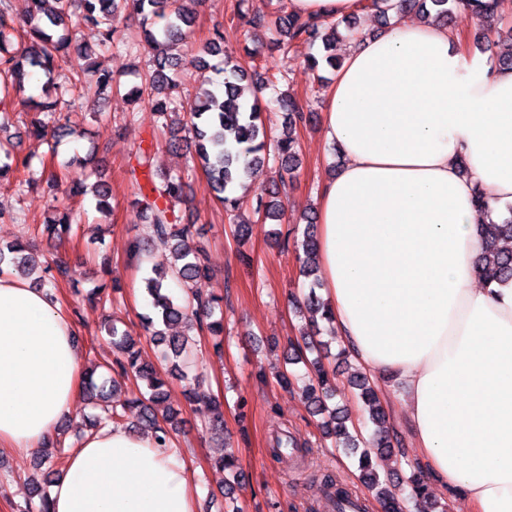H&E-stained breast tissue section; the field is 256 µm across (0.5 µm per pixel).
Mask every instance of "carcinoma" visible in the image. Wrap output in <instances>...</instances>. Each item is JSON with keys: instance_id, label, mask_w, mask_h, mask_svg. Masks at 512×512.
<instances>
[{"instance_id": "cac0c4a2", "label": "carcinoma", "mask_w": 512, "mask_h": 512, "mask_svg": "<svg viewBox=\"0 0 512 512\" xmlns=\"http://www.w3.org/2000/svg\"><path fill=\"white\" fill-rule=\"evenodd\" d=\"M34 10L29 18L20 23L13 15L8 0H0V103L10 97L11 91H25V81L29 72L39 70L45 77L42 93L45 100L27 98V103L37 112H57L67 104V97L74 94L82 77L97 76L98 88L118 86L110 73L100 68L98 52L78 43L68 12L69 0H33ZM246 0H239V19L248 27L256 30L268 27L266 17L261 14H249L243 10ZM202 0H80L81 19L98 29L100 36L98 47L111 46L121 40L120 21L127 10H133L141 17L144 47L152 53V68L139 75L140 84L130 90V96L150 107L158 116L170 121V126H181L192 135L195 155L192 162L200 165L207 186L212 190L229 219H236L241 204L238 190L244 182L262 166L267 156L274 155L288 174H293L298 165L297 141L293 134L280 138L274 144L268 143L265 126V112L258 92L274 85L275 75L258 69L247 70L238 64L224 63L223 81L209 90L204 89L191 100L181 103L174 96L180 85L178 68L181 59L169 55L168 49L187 39V27L195 17L197 7ZM467 7L479 20H497L507 27L508 39L512 41V6L506 0H400V7L415 10L421 18L449 24L452 13L460 6ZM277 37L271 41L270 51L282 56L297 44L312 43L321 40L325 55H310L306 59L310 70H319L320 62L332 70L339 60L331 54L336 42L350 39L358 33L357 17L341 18L330 21L326 26L320 22L300 15L289 13L278 15L273 21ZM224 31L214 29V37L199 47L198 53L220 55L223 53ZM65 63L72 70L73 79L68 84L55 81L54 74L59 63ZM279 108L288 115V124L298 126L310 120L299 105L296 97L282 92L277 97ZM0 153L8 162L0 165V178L15 174L23 169L31 171V159L15 158L8 146L0 142ZM151 184L152 200L145 204L149 212L150 234L148 238H136L131 242V256L138 258L149 243L166 246L172 261L164 274L146 279V291L151 298V312L142 319V326L152 331L153 340L163 346L162 360L179 358L186 352V335H168L163 332L172 325L195 321L199 329L207 330L213 336L224 333V318H215L222 310L223 298L210 295H188L190 284L206 276L208 267L201 262V249L194 246L195 236L199 234L196 225L183 223L176 215V205L183 201L184 182L180 175L169 174L157 182L153 174H148ZM47 183L55 189L58 182L50 175L43 179L32 175L16 179L19 192H29ZM91 195L96 208L101 212H110L109 189L102 180L87 186L86 179L79 176L72 180L65 191L66 197ZM280 190L271 191L270 200L257 202L255 213L262 222L280 217L283 205L279 199ZM507 214L489 218L481 225L480 244L490 260L482 267L483 280L489 284L505 287L512 284V249L506 250L500 243L512 242V205L506 206ZM306 228L302 240L296 241L299 250L297 259L300 273L306 278L316 274L317 243L311 224L315 217H303ZM11 254L10 267L30 274L38 267V262L28 247L16 243L7 247ZM181 285L187 296L180 299L170 290V282ZM317 282L311 287L304 299L297 302L299 309L305 310L312 323L317 318L329 320V309L322 298L316 295ZM113 349L118 357L115 365H107V371L117 370L123 379H133L144 388L142 397L126 401L114 400L115 390L105 392L104 386L96 385L94 375L97 367H87V398L93 408L99 410L94 415L92 426L118 424L126 413L138 410V428L151 432L160 447L171 442V434L178 429L177 414L169 410L158 413V406L167 398V382L159 370L152 364L142 361L140 349L128 330H121L117 324L105 328ZM311 378L301 386L302 395L313 406L314 412L325 416L322 422L323 432L334 439L333 445L353 450L361 449L358 457L359 480L371 492L373 500L383 512H401L399 494L400 482L391 478H381L374 458L386 455L394 448L393 441L386 430L387 414L374 387L368 378L356 373L351 375V387L359 391L369 420L376 426L374 437L367 441L359 428L351 423L349 413L328 404L333 398L330 372L317 356L310 362ZM198 379H191L185 389L187 399L196 406L203 416L207 432L224 437V412L221 404L202 396ZM61 446L55 440L36 456L35 469L40 476L32 478L33 498L25 502L20 512H49V498L46 491L52 482L53 449ZM215 464L224 469V495L234 497L235 485L239 484L241 472L238 460L232 453H225L215 460ZM409 496L419 505L418 512H446V508L433 498L426 484L417 475L407 481ZM324 489H336L331 499L336 512H345V504L350 502V494L335 476L325 474L320 480Z\"/></svg>"}]
</instances>
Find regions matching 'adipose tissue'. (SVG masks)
Instances as JSON below:
<instances>
[{
	"label": "adipose tissue",
	"instance_id": "obj_1",
	"mask_svg": "<svg viewBox=\"0 0 512 512\" xmlns=\"http://www.w3.org/2000/svg\"><path fill=\"white\" fill-rule=\"evenodd\" d=\"M432 22L349 41L322 130L343 165L318 194L330 323L378 388L402 395L414 445L469 512H512V286L480 277L483 188L512 203V70ZM78 332L45 291L0 275V449L32 455L74 416ZM51 512H195L177 447L108 425L49 492Z\"/></svg>",
	"mask_w": 512,
	"mask_h": 512
}]
</instances>
